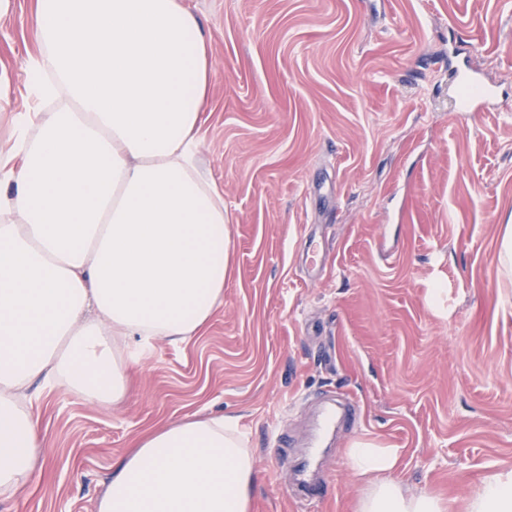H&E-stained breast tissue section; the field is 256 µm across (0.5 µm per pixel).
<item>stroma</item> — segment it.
<instances>
[{"instance_id":"35a3bbf8","label":"stroma","mask_w":512,"mask_h":512,"mask_svg":"<svg viewBox=\"0 0 512 512\" xmlns=\"http://www.w3.org/2000/svg\"><path fill=\"white\" fill-rule=\"evenodd\" d=\"M210 78L203 172L224 191V305L190 341L156 343L124 400L39 390L44 468L0 512H96L115 463L163 422L241 418L253 512H356L343 456L397 448L398 478L452 499L512 470V0H185ZM35 0L0 17V156L32 104ZM468 66L496 87L471 114L448 100ZM321 262L300 256L307 238ZM441 288L431 298L432 288ZM361 403L322 457L320 498L297 504L277 434L304 440L313 399Z\"/></svg>"}]
</instances>
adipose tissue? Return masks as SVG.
I'll use <instances>...</instances> for the list:
<instances>
[{
  "label": "adipose tissue",
  "mask_w": 512,
  "mask_h": 512,
  "mask_svg": "<svg viewBox=\"0 0 512 512\" xmlns=\"http://www.w3.org/2000/svg\"><path fill=\"white\" fill-rule=\"evenodd\" d=\"M25 83L58 107L17 125L0 173V498L40 471L37 379L107 405L160 339L198 335L224 303V194L196 164L207 40L184 0H36ZM400 451L346 448L357 512H512V471L461 504L407 490ZM255 463L234 415L136 439L96 512H251Z\"/></svg>",
  "instance_id": "obj_1"
}]
</instances>
